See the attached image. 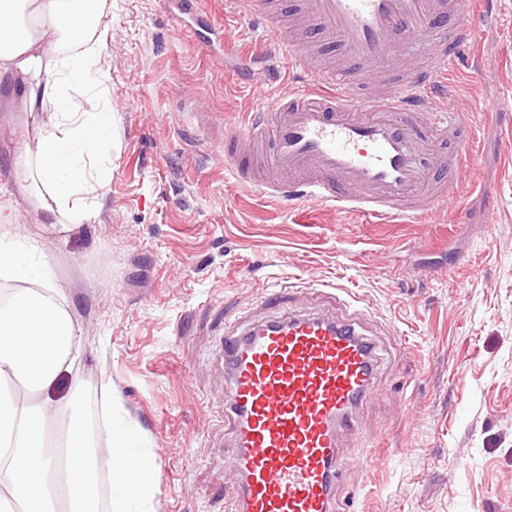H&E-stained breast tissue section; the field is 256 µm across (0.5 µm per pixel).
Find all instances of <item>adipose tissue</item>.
<instances>
[{"instance_id":"obj_1","label":"adipose tissue","mask_w":512,"mask_h":512,"mask_svg":"<svg viewBox=\"0 0 512 512\" xmlns=\"http://www.w3.org/2000/svg\"><path fill=\"white\" fill-rule=\"evenodd\" d=\"M112 0H0V81L20 79L37 133L14 170L61 232L95 220L112 179ZM0 184V512H98L99 450L112 459V512H142L154 464L141 435L96 441L80 401L47 395L71 369L79 328L37 244H21Z\"/></svg>"}]
</instances>
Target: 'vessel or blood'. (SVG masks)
Here are the masks:
<instances>
[{
    "label": "vessel or blood",
    "instance_id": "obj_1",
    "mask_svg": "<svg viewBox=\"0 0 512 512\" xmlns=\"http://www.w3.org/2000/svg\"><path fill=\"white\" fill-rule=\"evenodd\" d=\"M295 75L270 104L224 130V164L263 195L304 200L376 224L429 216L449 198L475 147L441 160L437 139L456 115L448 81L474 10L493 0H250ZM300 17L310 43L337 41L317 65L286 35ZM263 153L255 178L238 153L242 132ZM321 312L292 308L224 330V419L238 474L233 512H337L342 439L379 373L364 313L332 292Z\"/></svg>",
    "mask_w": 512,
    "mask_h": 512
}]
</instances>
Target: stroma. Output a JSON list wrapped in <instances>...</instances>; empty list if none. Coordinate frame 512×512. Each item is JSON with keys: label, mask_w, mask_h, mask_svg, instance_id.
<instances>
[{"label": "stroma", "mask_w": 512, "mask_h": 512, "mask_svg": "<svg viewBox=\"0 0 512 512\" xmlns=\"http://www.w3.org/2000/svg\"><path fill=\"white\" fill-rule=\"evenodd\" d=\"M484 64L457 58L451 107L476 162L419 223L366 224L314 205L278 206L226 171L224 128L288 85L246 55L261 31L242 0H112V109L119 151L97 223L62 234L23 192L18 232L36 240L80 329L72 372L96 431L135 427L157 462L149 512H230L220 341L269 316L265 293L342 285L367 310L382 365L359 430L344 440L339 512H512V132L484 110L512 92V0ZM472 50V51H473ZM28 118L0 84V179Z\"/></svg>", "instance_id": "obj_1"}]
</instances>
